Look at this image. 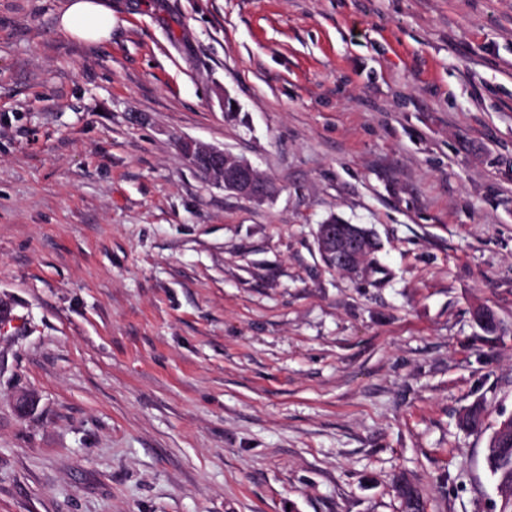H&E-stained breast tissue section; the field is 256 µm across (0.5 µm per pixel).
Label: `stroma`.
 I'll return each mask as SVG.
<instances>
[{
  "mask_svg": "<svg viewBox=\"0 0 512 512\" xmlns=\"http://www.w3.org/2000/svg\"><path fill=\"white\" fill-rule=\"evenodd\" d=\"M106 3L92 44L0 0V512H403L401 478L497 512L512 0ZM332 217L378 238L364 277ZM183 142V150L193 165L196 166L200 158L207 160L206 170L204 166L199 169L205 170L210 183L216 187L254 201H263L275 194L274 185L260 177L247 161L192 140ZM332 220L337 224L331 221L319 224L317 245L320 254L336 262V265L323 263L329 269H340L357 275L362 272V260L375 248V239L369 231L356 226H345L349 230L345 235L336 234V225L344 224H338V219Z\"/></svg>",
  "mask_w": 512,
  "mask_h": 512,
  "instance_id": "1",
  "label": "stroma"
}]
</instances>
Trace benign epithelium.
I'll return each mask as SVG.
<instances>
[{
	"mask_svg": "<svg viewBox=\"0 0 512 512\" xmlns=\"http://www.w3.org/2000/svg\"><path fill=\"white\" fill-rule=\"evenodd\" d=\"M183 150L192 163L204 158L208 165L205 170L210 183L238 196L263 201L275 194L274 185L258 175L250 163L239 160L228 153L201 143L186 140ZM317 245L320 254L336 262V268L358 274L362 260L375 248V239L370 232L348 227V233H336V224L329 221L321 224L317 231Z\"/></svg>",
	"mask_w": 512,
	"mask_h": 512,
	"instance_id": "obj_1",
	"label": "benign epithelium"
}]
</instances>
